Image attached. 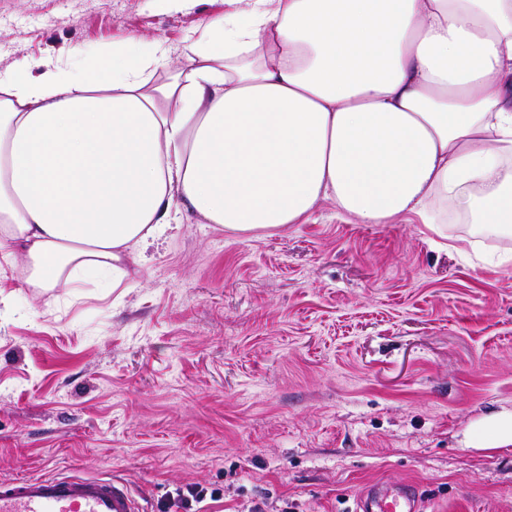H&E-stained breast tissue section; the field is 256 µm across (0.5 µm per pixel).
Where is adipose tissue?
<instances>
[{
	"mask_svg": "<svg viewBox=\"0 0 512 512\" xmlns=\"http://www.w3.org/2000/svg\"><path fill=\"white\" fill-rule=\"evenodd\" d=\"M185 62L124 47L0 78V258L120 286L181 205L231 232L333 200L362 224L448 198L512 229V0H249Z\"/></svg>",
	"mask_w": 512,
	"mask_h": 512,
	"instance_id": "1",
	"label": "adipose tissue"
}]
</instances>
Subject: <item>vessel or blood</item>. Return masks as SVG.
Segmentation results:
<instances>
[{"label": "vessel or blood", "mask_w": 512, "mask_h": 512, "mask_svg": "<svg viewBox=\"0 0 512 512\" xmlns=\"http://www.w3.org/2000/svg\"><path fill=\"white\" fill-rule=\"evenodd\" d=\"M417 486H374L356 499L354 512H425ZM0 512H140L125 478L66 475L0 480Z\"/></svg>", "instance_id": "1"}]
</instances>
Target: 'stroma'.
<instances>
[{
  "label": "stroma",
  "instance_id": "35a3bbf8",
  "mask_svg": "<svg viewBox=\"0 0 512 512\" xmlns=\"http://www.w3.org/2000/svg\"><path fill=\"white\" fill-rule=\"evenodd\" d=\"M246 0H0V73L76 72L136 37L179 66ZM360 224L321 202L231 234L181 221L139 271L44 293L0 259V479L126 478L142 512H346L377 482L432 512H512V447L465 444L512 410V233L438 203Z\"/></svg>",
  "mask_w": 512,
  "mask_h": 512
}]
</instances>
